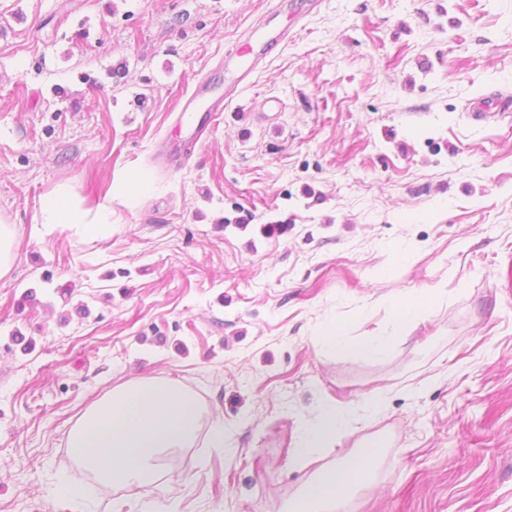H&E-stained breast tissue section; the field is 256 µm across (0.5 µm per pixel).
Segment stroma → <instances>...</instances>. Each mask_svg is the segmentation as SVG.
I'll use <instances>...</instances> for the list:
<instances>
[{"mask_svg": "<svg viewBox=\"0 0 512 512\" xmlns=\"http://www.w3.org/2000/svg\"><path fill=\"white\" fill-rule=\"evenodd\" d=\"M269 6L0 0V217L18 228L0 512H73L62 484L86 489L83 512H283L367 444L373 476L344 512H512V119L470 117L512 94V0H324L180 165L159 164L181 101L225 81ZM136 174L149 186L111 200V238L34 231L57 186L93 205L94 183ZM429 288L441 300L395 323L392 300ZM334 324L388 347L330 351ZM137 376L183 381L230 441L180 449L181 481L101 493L67 432ZM332 402L354 422L291 467Z\"/></svg>", "mask_w": 512, "mask_h": 512, "instance_id": "35a3bbf8", "label": "stroma"}]
</instances>
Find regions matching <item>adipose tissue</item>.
I'll return each mask as SVG.
<instances>
[{
  "label": "adipose tissue",
  "instance_id": "obj_1",
  "mask_svg": "<svg viewBox=\"0 0 512 512\" xmlns=\"http://www.w3.org/2000/svg\"><path fill=\"white\" fill-rule=\"evenodd\" d=\"M35 225L49 232L60 228L76 236L108 238L112 204L87 205L62 187L43 206ZM203 412L198 396L183 382L133 377L87 405L68 431L67 446L98 489H141L159 480L164 454L195 443ZM349 422V411L326 404L319 419L304 427L296 460L305 461L335 444ZM377 457V449L363 448L325 467L305 484L290 512H336L343 495L365 481Z\"/></svg>",
  "mask_w": 512,
  "mask_h": 512
}]
</instances>
